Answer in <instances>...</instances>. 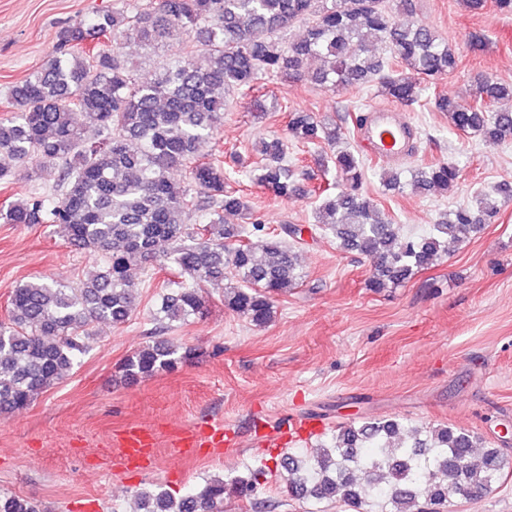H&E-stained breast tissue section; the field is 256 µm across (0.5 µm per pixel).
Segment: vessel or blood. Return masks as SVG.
I'll return each instance as SVG.
<instances>
[{
  "mask_svg": "<svg viewBox=\"0 0 512 512\" xmlns=\"http://www.w3.org/2000/svg\"><path fill=\"white\" fill-rule=\"evenodd\" d=\"M413 136L412 127L398 121L391 108L376 106L365 116L360 131V142L366 153L391 161L400 159L406 154ZM183 445L187 448L203 445L223 447L224 428L215 425L204 434L188 435ZM153 446L150 434L139 429L130 430L121 443V458L127 464L139 462L149 455Z\"/></svg>",
  "mask_w": 512,
  "mask_h": 512,
  "instance_id": "b4317fda",
  "label": "vessel or blood"
}]
</instances>
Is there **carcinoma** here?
<instances>
[{
  "mask_svg": "<svg viewBox=\"0 0 512 512\" xmlns=\"http://www.w3.org/2000/svg\"><path fill=\"white\" fill-rule=\"evenodd\" d=\"M121 7L74 21L57 33L46 65L11 87L12 116L0 119V153L19 166L38 158L58 162L53 191L35 190L0 208L6 224H57L70 242L105 259L79 284L25 281L12 291L0 320V416L26 408L69 372L89 348L86 328L95 322L125 324L136 307L130 271L166 257L185 277L162 294L154 314L170 324L203 314L206 284H225L224 306L254 325L268 323L274 298L295 287L301 273L294 254L301 229L284 224L258 249L242 240L261 223L228 224L227 214H252L248 200L224 182V162L203 161L201 143L213 138L234 93L254 89L262 77L307 80L330 91L374 84L393 101L416 102V82L391 62L428 78L456 72L458 57L431 28L397 23L390 0H120ZM301 27L298 39L288 32ZM191 44L197 61L177 58L153 74L136 77L121 49L171 40ZM383 43L390 56L368 50ZM316 60L319 66L310 67ZM512 86L481 79L475 103L438 101L452 130L488 145L512 140ZM83 113L86 124L74 121ZM287 131L310 145L336 150L334 163L345 186L324 188L315 228L331 233L338 248L373 259L369 287L398 286L435 264L448 241L462 243L498 214L497 199L512 185L481 190L475 204L445 211L426 235L405 233L383 217L364 193V164L339 148L341 127L305 110L289 113ZM262 163L251 181L279 198L298 190L283 141L262 143ZM188 172L185 185L171 171ZM460 169L439 162L418 166L386 185L414 193H448ZM164 242L169 251L157 253ZM193 350L148 344L121 365L137 379L170 371ZM294 499L340 501L352 512H447L448 497L492 491L509 461L478 434L450 425L410 426L366 417L343 426L311 455L288 453L276 461ZM265 469L227 474L197 493L174 497L163 490L141 493L144 512H221L224 498L254 494ZM0 512H38L28 499L0 494Z\"/></svg>",
  "mask_w": 512,
  "mask_h": 512,
  "instance_id": "obj_1",
  "label": "carcinoma"
}]
</instances>
